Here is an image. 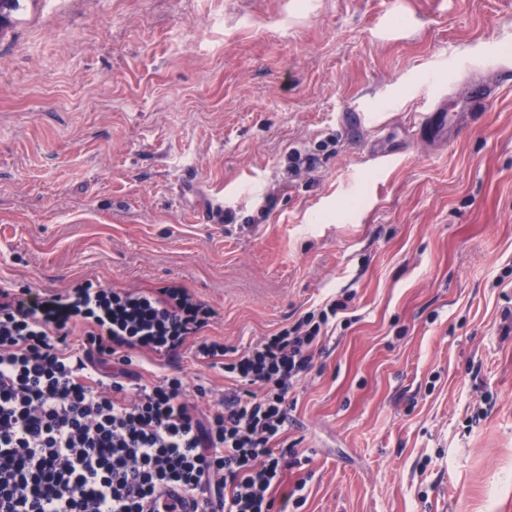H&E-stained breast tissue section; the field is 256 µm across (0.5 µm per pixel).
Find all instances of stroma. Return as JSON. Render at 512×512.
Instances as JSON below:
<instances>
[{
  "instance_id": "obj_1",
  "label": "stroma",
  "mask_w": 512,
  "mask_h": 512,
  "mask_svg": "<svg viewBox=\"0 0 512 512\" xmlns=\"http://www.w3.org/2000/svg\"><path fill=\"white\" fill-rule=\"evenodd\" d=\"M491 48L512 62V0H26L0 31V286L181 284L231 346L347 301L293 393L296 512H512V82L485 73L478 112L448 74ZM181 376L202 410L231 387L189 350ZM428 96L429 105L424 113L422 127L430 138H435L451 123L448 115V92L445 88L433 85Z\"/></svg>"
}]
</instances>
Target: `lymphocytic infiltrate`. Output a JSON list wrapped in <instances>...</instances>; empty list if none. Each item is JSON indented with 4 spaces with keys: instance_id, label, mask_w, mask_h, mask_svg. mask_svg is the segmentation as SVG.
Listing matches in <instances>:
<instances>
[{
    "instance_id": "obj_1",
    "label": "lymphocytic infiltrate",
    "mask_w": 512,
    "mask_h": 512,
    "mask_svg": "<svg viewBox=\"0 0 512 512\" xmlns=\"http://www.w3.org/2000/svg\"><path fill=\"white\" fill-rule=\"evenodd\" d=\"M342 302L243 348L204 336L212 311L182 286L63 293L0 287V512H288L311 458L288 438L289 398ZM237 387L201 411L185 347ZM162 373L143 382L141 356Z\"/></svg>"
}]
</instances>
